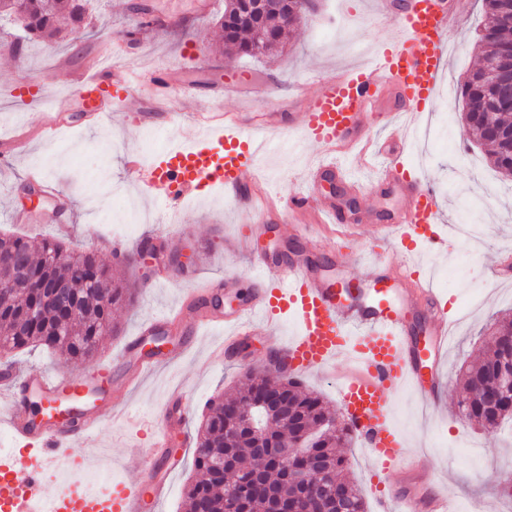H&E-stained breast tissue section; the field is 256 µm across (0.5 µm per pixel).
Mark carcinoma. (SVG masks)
<instances>
[{"label":"carcinoma","mask_w":512,"mask_h":512,"mask_svg":"<svg viewBox=\"0 0 512 512\" xmlns=\"http://www.w3.org/2000/svg\"><path fill=\"white\" fill-rule=\"evenodd\" d=\"M89 0H0V17L13 19L25 37L49 39L63 27L79 26L87 16ZM484 24L480 34L482 58L512 73V0H482ZM224 47L246 57L274 56L293 23L278 5L254 15L241 0H224L219 18ZM264 31L271 43L261 52L255 34ZM465 121L470 136L490 146L489 157L497 171L512 179V88L504 87L484 68L472 70L461 87ZM22 260L0 266V349L12 353L28 346L60 351L75 359L94 356L106 332L114 331L112 308L129 306L137 289L113 279L96 254L73 253L58 240L35 241L0 235V253ZM60 281L67 286L77 315L46 301L41 284ZM481 357L461 366L458 405L466 419L488 431L512 421V397L498 390L499 375L512 367V320L489 322ZM271 393L288 404V432L279 424L280 409L256 405ZM251 409L254 425L239 424L235 410ZM334 413L316 393L289 379L270 384L256 370L241 389L210 400L198 432L194 458L196 478L186 488L190 512H224V499L234 497L240 512H257L272 490L283 497L302 492L294 476L305 470L310 458L334 476L344 488L348 506L367 512L363 497L345 473L347 459L336 448L352 439L344 425L330 431Z\"/></svg>","instance_id":"1"}]
</instances>
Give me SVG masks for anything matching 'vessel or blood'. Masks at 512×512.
<instances>
[{
    "label": "vessel or blood",
    "mask_w": 512,
    "mask_h": 512,
    "mask_svg": "<svg viewBox=\"0 0 512 512\" xmlns=\"http://www.w3.org/2000/svg\"><path fill=\"white\" fill-rule=\"evenodd\" d=\"M457 22L452 0H409L396 19L398 38L380 46L367 64L322 78L300 116L262 109L198 112L189 123L190 145L167 148L151 163L140 154L129 155L131 177L159 188L164 205L213 187L250 208L253 223L241 233L239 245L253 262L254 276L249 300L228 311L216 299L235 292L234 278L204 281L194 297L143 324L127 339L125 353H139L146 338L161 330L178 333L185 352L200 342L204 329L221 326L224 340L208 352L209 362L220 364L245 339L273 333L283 319H291L296 333L278 348L289 373L327 375L338 360L352 364V373L337 381L336 390L374 479L397 470L419 472L427 457L408 452L394 422V397L407 390L425 407L441 400V361L455 315L416 267L417 250L444 252L449 240L440 231L436 189L406 170L403 156L416 115L434 105L440 76L450 64L448 33ZM58 72L72 95L92 100L95 118L126 111L135 100L147 129L181 122L163 95L173 68L135 75L115 63L72 75L62 62ZM72 123L69 106L59 105L39 137L50 139ZM285 124L301 142L317 145L322 158L307 168L304 190L290 196L287 209L279 212L256 207L255 198L258 157ZM376 125L381 135H372ZM327 175L355 189L399 197L398 213L379 226L398 244V265L373 254L365 279L347 261L342 244L357 225L336 205L319 203L315 188ZM286 222L298 243L294 251L253 250V239ZM419 311L428 321L425 346L413 332ZM160 364L159 358L140 355L126 385H137ZM5 394L0 430L15 446L0 455V512H153L165 496L175 467L163 455L171 429L188 419L185 388L170 392L161 408L155 454L143 466L142 478L112 484L103 493L88 490L83 475L95 462L101 429L127 417L126 407L112 400L111 367L71 377L28 373L10 379ZM74 444L81 454L71 452ZM62 471L66 479L47 490V478ZM376 512H453V503L412 485L398 493L378 491Z\"/></svg>",
    "instance_id": "1"
}]
</instances>
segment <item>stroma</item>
Here are the masks:
<instances>
[{
    "label": "stroma",
    "mask_w": 512,
    "mask_h": 512,
    "mask_svg": "<svg viewBox=\"0 0 512 512\" xmlns=\"http://www.w3.org/2000/svg\"><path fill=\"white\" fill-rule=\"evenodd\" d=\"M130 0H92L89 16L79 28L51 42L28 43L24 53L11 44L22 38L21 28L9 20L0 21V135H11L20 127L40 124L57 99L69 94V87L52 71L56 56H69L74 67H83L89 57L116 59L140 72L163 62L176 64L182 82L169 93L170 109L185 115L203 112L212 105L203 94L190 93L192 84L205 81L213 69L228 76H246L270 86L262 100L263 108L274 110L282 97L307 96L314 92L316 74L350 68L367 60L382 43L396 38L394 24L371 26L361 23L373 0H344L353 20L336 35H327L333 23L330 0H316V24L301 23L286 36V48L278 58L226 56L215 48L221 37L217 20L224 11V0H147L154 10L143 16L129 10ZM462 21L449 37L450 67L445 86H459L467 72L476 68V34L483 16L481 0H461ZM134 32V48H123L125 32ZM437 110L429 118V134L423 155L409 154L411 168L421 170L439 190L446 223L478 226L477 240L462 241L443 254L423 253L445 282L440 294L455 309H463L474 292L484 302L479 310L458 323L448 341L442 370L446 394L429 410H421L410 394L394 398L397 425L407 437L409 450L422 451L428 463L422 472L424 483L452 496L456 512H472L474 503H483L488 512H512V485L503 483L499 473L512 470V423L489 432L469 423L458 413L456 375L460 365L474 359L480 340L478 331L492 313L512 309V280L497 277L493 268L496 255L512 251V181L502 178L485 160V151L469 142L463 127L461 96L450 101L436 99ZM86 101L74 99L75 126L60 131L54 139L30 142L18 155L12 168L0 169V234L19 235L35 240L56 239L74 251L94 250L112 271L126 272L140 291L132 306L112 314L119 324L117 335L104 337L98 353L88 360H69L43 349L18 350L17 366L25 370L75 376L100 368L119 355L127 336L134 334L152 315L170 308L191 286L184 268H196L199 278L233 275L238 281L236 294L224 297L225 305L244 303L252 285L253 269L247 257L233 249L247 212L227 202L222 193L188 198L181 213H173L158 203L126 172L128 154L152 155L154 146L146 141L136 120L135 110L108 116L99 124L85 123ZM320 156L316 145L297 150L292 147L269 149L263 154L258 178L268 197H289L300 191L302 174ZM42 170L61 185L65 200L74 210V221L58 230L42 223L53 202L25 192L26 173ZM322 197L336 204L353 200L360 219L357 235L347 249L360 274L368 269L362 261L379 246L376 223L381 213L394 212L399 202L366 192L346 196L333 192L329 183L320 187ZM31 216L28 224L11 223L10 210ZM130 224L134 243L146 233H154L153 250L171 258L173 278L160 287L151 286L152 264L127 265L112 255L115 225ZM289 325L281 323L270 339L251 340L233 360L212 365L207 348L218 343L223 330L208 331L202 347L186 354L148 376L133 394L113 390V397L132 411L128 423L104 428L100 433L99 454L111 460L113 481L139 480L141 464L151 448L150 435L156 413L168 394L183 386L193 395L191 415L185 432L189 446L173 447L170 461L179 465L168 496L159 512H188L185 488L195 476L193 440L202 421L205 403L212 396L242 384L247 370L264 367L277 345L288 339Z\"/></svg>",
    "instance_id": "1"
}]
</instances>
